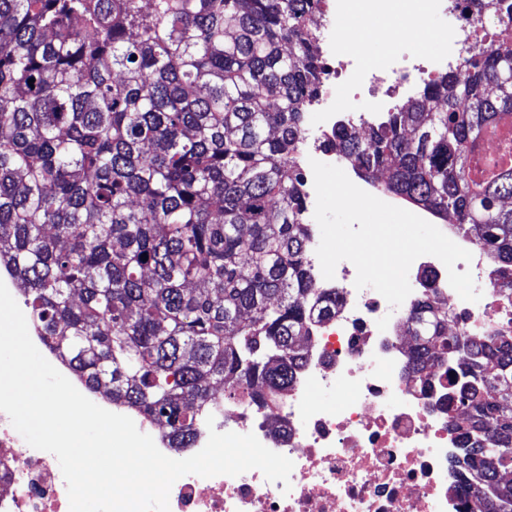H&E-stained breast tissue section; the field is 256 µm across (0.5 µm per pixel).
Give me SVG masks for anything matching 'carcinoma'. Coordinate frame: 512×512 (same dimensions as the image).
<instances>
[{
	"label": "carcinoma",
	"instance_id": "1",
	"mask_svg": "<svg viewBox=\"0 0 512 512\" xmlns=\"http://www.w3.org/2000/svg\"><path fill=\"white\" fill-rule=\"evenodd\" d=\"M458 71L336 149L366 180L487 248L512 286V0ZM325 0H0V273L91 393L190 448L213 386L271 408L336 313L317 287L295 158L324 65ZM34 80L29 85L28 80ZM497 151L480 150L485 134ZM493 172L488 179L477 177ZM148 260H143V256ZM405 333L446 363L465 418L466 512H512V335Z\"/></svg>",
	"mask_w": 512,
	"mask_h": 512
}]
</instances>
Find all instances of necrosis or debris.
Masks as SVG:
<instances>
[{
  "mask_svg": "<svg viewBox=\"0 0 512 512\" xmlns=\"http://www.w3.org/2000/svg\"><path fill=\"white\" fill-rule=\"evenodd\" d=\"M372 3L330 0L327 11L333 64L322 76L324 92L303 138L313 146L312 158L338 167L343 159L329 142L337 121L364 129L385 96L406 92L419 74L457 69L478 43L464 0H427L428 13L449 19L437 51L404 41L386 60L352 59L347 37L364 32ZM447 235L473 256L455 268L472 271L482 293L478 302L462 300L444 264L430 255L412 264V292L395 309L373 288H356L350 261H340L330 280L314 269L319 287L335 288L338 309L313 330L306 359L276 415L255 405L215 402L209 410L213 425L198 421L192 446L183 450L170 448L161 431L150 429L158 449L173 459L200 451L213 427L254 434L294 463L286 483L267 481L256 469L235 477L183 476L171 488L170 512H463L466 489L455 470L462 439L448 426V382L430 360L412 366L403 323L428 299L447 310L455 334L512 332V291L499 288L497 266L482 247L455 229ZM0 512H69L57 458L23 447L3 412Z\"/></svg>",
  "mask_w": 512,
  "mask_h": 512,
  "instance_id": "obj_1",
  "label": "necrosis or debris"
}]
</instances>
